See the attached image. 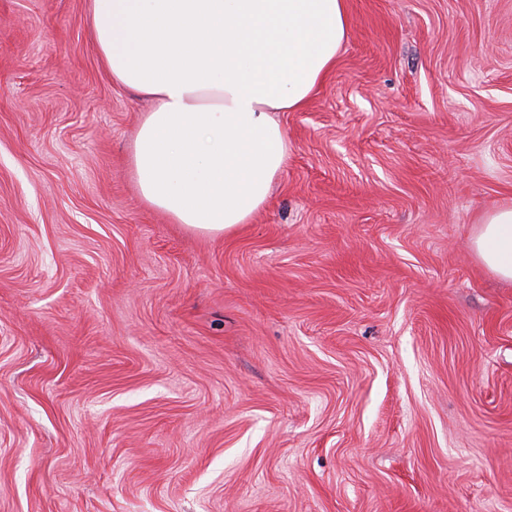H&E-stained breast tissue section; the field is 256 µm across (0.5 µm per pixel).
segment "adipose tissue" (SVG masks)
Here are the masks:
<instances>
[{
  "label": "adipose tissue",
  "mask_w": 512,
  "mask_h": 512,
  "mask_svg": "<svg viewBox=\"0 0 512 512\" xmlns=\"http://www.w3.org/2000/svg\"><path fill=\"white\" fill-rule=\"evenodd\" d=\"M113 83L149 98L130 154L142 201L169 223L234 232L288 160L275 115L303 108L335 67L346 0H90ZM480 262L512 281V205L479 219Z\"/></svg>",
  "instance_id": "adipose-tissue-1"
}]
</instances>
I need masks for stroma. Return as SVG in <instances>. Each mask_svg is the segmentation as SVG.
Listing matches in <instances>:
<instances>
[{
	"instance_id": "1",
	"label": "stroma",
	"mask_w": 512,
	"mask_h": 512,
	"mask_svg": "<svg viewBox=\"0 0 512 512\" xmlns=\"http://www.w3.org/2000/svg\"><path fill=\"white\" fill-rule=\"evenodd\" d=\"M89 0H0V512H512V0H348L210 237L128 170ZM476 225L472 242L478 259L500 279L512 281V205L490 210Z\"/></svg>"
}]
</instances>
